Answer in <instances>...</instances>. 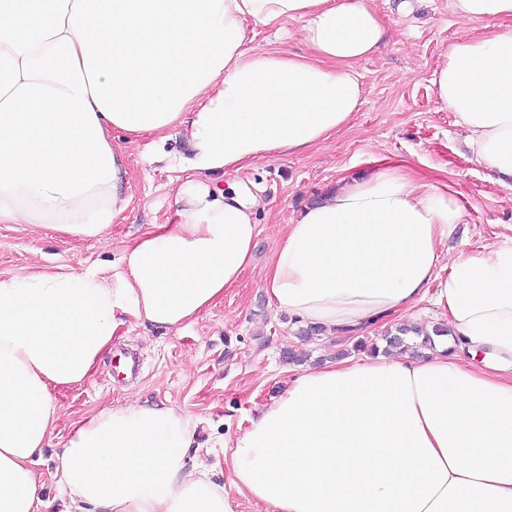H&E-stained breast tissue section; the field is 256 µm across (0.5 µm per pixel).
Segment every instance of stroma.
<instances>
[{
    "label": "stroma",
    "mask_w": 512,
    "mask_h": 512,
    "mask_svg": "<svg viewBox=\"0 0 512 512\" xmlns=\"http://www.w3.org/2000/svg\"><path fill=\"white\" fill-rule=\"evenodd\" d=\"M399 2L373 0L388 41L356 67L364 94L348 127L309 151L260 158L238 173V181L262 199L254 266L240 284L179 331L123 315L111 350L90 378L54 391L60 419L35 464L44 476L53 474L56 454L78 419L133 399L178 407L195 428L190 461H222L223 445L233 443L301 368L338 361L346 341L327 334L302 341L290 316L269 302L260 270L284 224L342 181L393 167L417 181L447 186L463 219L442 249L446 256L512 237V188L494 181L475 161L454 113L442 108L431 83L445 53L469 26L455 14L452 0H413L406 13L399 12ZM112 140L129 155L130 212L93 246L49 229L0 224V274L38 267L109 278L128 242L172 219L174 195L185 179L179 163L191 155L184 134L172 133L161 142L151 135L131 141L116 133ZM123 351L143 360L139 377L112 375ZM298 352L308 353L306 365L289 361V354Z\"/></svg>",
    "instance_id": "1"
}]
</instances>
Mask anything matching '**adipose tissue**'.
Here are the masks:
<instances>
[{"label":"adipose tissue","mask_w":512,"mask_h":512,"mask_svg":"<svg viewBox=\"0 0 512 512\" xmlns=\"http://www.w3.org/2000/svg\"><path fill=\"white\" fill-rule=\"evenodd\" d=\"M453 8L473 29L435 93L476 162L512 180V0ZM288 20L307 53L247 47L246 22ZM385 38L371 0H0V224L97 241L130 205L113 132L178 129L192 150L175 223L128 245L112 279L0 275V512L47 508L34 458L60 418L52 392L88 380L120 315L177 329L237 286L261 201L234 174L346 126L355 66ZM460 220L447 188L385 168L285 224L261 276L278 311L361 337L427 300L451 336L293 377L224 451L261 512H512V240L442 262ZM193 445L174 406L105 407L52 478L66 512H234Z\"/></svg>","instance_id":"obj_1"}]
</instances>
